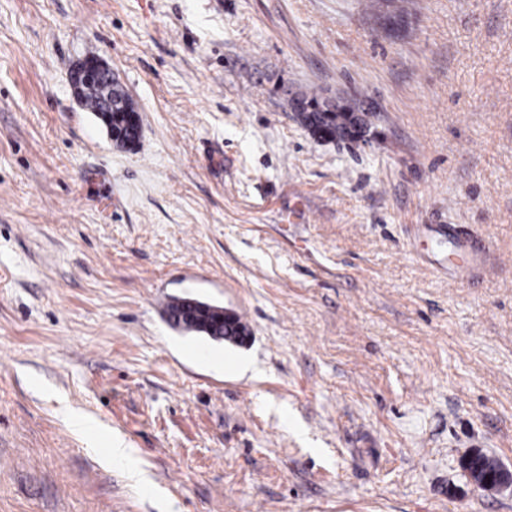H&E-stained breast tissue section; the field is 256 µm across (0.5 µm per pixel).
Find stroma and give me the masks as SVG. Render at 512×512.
I'll list each match as a JSON object with an SVG mask.
<instances>
[{
  "instance_id": "obj_1",
  "label": "stroma",
  "mask_w": 512,
  "mask_h": 512,
  "mask_svg": "<svg viewBox=\"0 0 512 512\" xmlns=\"http://www.w3.org/2000/svg\"><path fill=\"white\" fill-rule=\"evenodd\" d=\"M311 88L366 143L313 139ZM450 224L499 263L452 278ZM477 450L512 469V0H0V512H512ZM78 67L73 74V83L77 85L88 83L96 78L100 72L109 69L105 62L97 56L86 57ZM295 119L317 140L357 143L372 125L373 112L361 109L357 100L324 97L307 90L291 99ZM121 111V106L119 103H116L115 110L112 112V102L108 103V111L103 114L104 119L108 121L111 118L112 115V125L115 128H119L120 131H123V135L126 141H128L132 145H136L140 138V122L137 123H130L128 120H126L125 116L123 115L121 120H116L115 115L117 112ZM185 298L174 299V301L167 307V316L170 325L178 330L186 333H198L209 336L206 334V330L203 329L200 324L194 320H189L185 317L178 315L180 301ZM481 466H475L472 472H469V478L475 487L483 491H511L512 490V470L500 465L496 479L493 474L480 475Z\"/></svg>"
}]
</instances>
